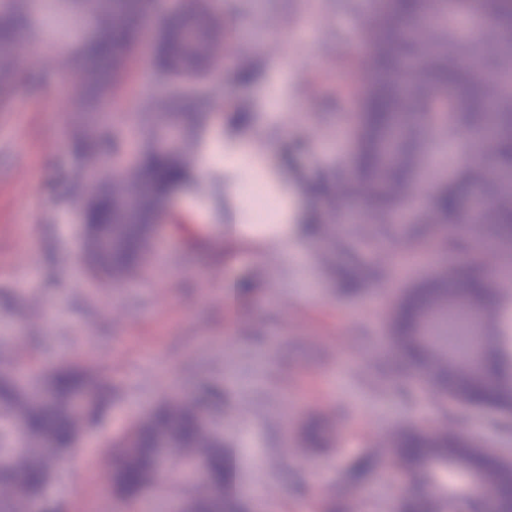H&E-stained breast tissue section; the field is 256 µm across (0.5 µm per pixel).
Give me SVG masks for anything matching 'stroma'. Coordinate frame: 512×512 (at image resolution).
I'll return each mask as SVG.
<instances>
[{"label": "stroma", "mask_w": 512, "mask_h": 512, "mask_svg": "<svg viewBox=\"0 0 512 512\" xmlns=\"http://www.w3.org/2000/svg\"><path fill=\"white\" fill-rule=\"evenodd\" d=\"M180 0H156L149 34L127 62L108 110L121 126L127 154L143 144L141 115L158 99L143 60ZM374 0H234V63H254L248 84L216 85L223 118L250 113L253 143L289 158L301 183L348 169L358 137L346 64L350 34L374 16ZM293 38L273 46V28ZM63 39L41 30L57 49L31 56L18 42L22 71L9 111L0 112V363H33L48 374L94 350L114 398L59 463L51 490L59 512H126L112 474L122 454L115 441L144 411L174 396L199 397L224 427L234 454L239 497L249 512H313L327 501L340 473L358 455L386 443L400 424L440 425L444 417L429 387L409 381L387 318L421 273L371 284L351 301L336 287L349 261L327 270L318 243L301 238L264 246L251 230L224 235L218 205L208 195L223 182L215 168L198 190L173 197L184 216L182 236L159 234L153 273L117 286L92 281L83 265L73 210L76 164L70 138L85 115L57 79L64 52L86 36ZM244 276L249 293L225 299L228 277ZM459 431L472 441L512 450V430L495 410H459Z\"/></svg>", "instance_id": "stroma-1"}]
</instances>
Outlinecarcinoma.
Returning a JSON list of instances; mask_svg holds the SVG:
<instances>
[{
  "label": "carcinoma",
  "instance_id": "1",
  "mask_svg": "<svg viewBox=\"0 0 512 512\" xmlns=\"http://www.w3.org/2000/svg\"><path fill=\"white\" fill-rule=\"evenodd\" d=\"M45 0H0V112L10 108L19 67L14 45L42 42L35 33ZM152 0H112L108 20L69 53L61 72L79 70L82 81L72 95L84 111H98L120 85L129 53L143 34ZM220 4L184 0L158 34L150 59L157 80L167 87V102H150L146 120L174 139L194 136L201 127V104L211 99L206 81L217 43ZM359 45L365 61L360 82V134L353 153L354 177L347 195L365 199L367 210L334 237L327 224L334 214H311L301 230L351 258L340 288L353 299L367 279L389 282L404 265L440 251L466 259L467 287H455L446 273L412 289L391 317L390 329L409 370L423 378L436 400L479 404L512 414V382L502 374L497 352L483 351L474 334V309L452 296L473 297L472 286L512 280V0H376L374 18ZM470 134L480 151L492 153V167L480 165L464 176L428 183L419 145L442 143ZM77 176L109 161L131 167L130 179L103 186L86 200L85 220L103 249V262L89 266L98 281L141 273L150 266L146 225L153 222L173 189L186 181L194 159L183 148L148 146L132 161L122 151L121 132L86 123L72 143ZM336 187L328 178L314 183V195L333 203ZM416 211L410 249L396 262H379L389 252L390 229L399 213ZM468 222V232L458 225ZM50 396H45L42 385ZM93 393L88 420H99L109 406L107 382L72 361L43 379L26 381L21 372L0 376V512H38L46 485L58 477V456L72 448L81 413L73 397ZM196 399H169L151 407L113 446L123 449L113 474L118 496L137 512L149 485L195 465L204 480L193 486L192 512H245L236 494V473L221 424L205 425ZM169 441V465L159 467L155 433ZM391 457L406 481L427 489L419 498L402 497L396 512H444L448 492L458 489L453 473L475 474L480 487L502 502H512V462L487 446L460 438L453 423L433 434L416 425L398 427L390 436ZM389 470L373 452L364 453L342 472L326 512H356L344 490L374 481L387 484Z\"/></svg>",
  "mask_w": 512,
  "mask_h": 512
}]
</instances>
